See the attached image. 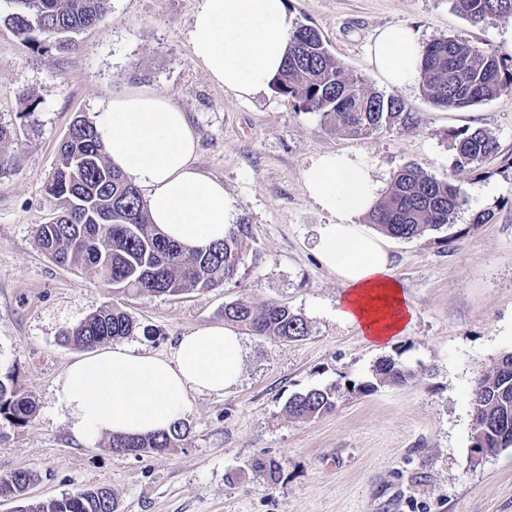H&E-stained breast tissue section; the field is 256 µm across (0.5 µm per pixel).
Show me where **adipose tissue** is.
Segmentation results:
<instances>
[{"mask_svg": "<svg viewBox=\"0 0 512 512\" xmlns=\"http://www.w3.org/2000/svg\"><path fill=\"white\" fill-rule=\"evenodd\" d=\"M295 21L286 0H202L189 32L192 59L210 80L238 97L264 91L280 71ZM419 33L381 29L369 63L389 86L420 76ZM93 126L109 162L147 193L150 217L189 248L222 239L234 223V199L222 182L194 166L196 138L186 115L164 93L113 96ZM307 195L332 216L316 253L335 273L337 317L384 348L409 329L414 311L397 280L384 237L359 224L380 198V182L360 156L321 155L302 171ZM244 346L232 328L206 326L180 337L169 358L115 345L77 357L58 390L70 430L80 441L102 434L143 436L182 418L190 393H223L242 375Z\"/></svg>", "mask_w": 512, "mask_h": 512, "instance_id": "ef3b65f1", "label": "adipose tissue"}]
</instances>
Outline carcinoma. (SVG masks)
Here are the masks:
<instances>
[{"label":"carcinoma","mask_w":512,"mask_h":512,"mask_svg":"<svg viewBox=\"0 0 512 512\" xmlns=\"http://www.w3.org/2000/svg\"><path fill=\"white\" fill-rule=\"evenodd\" d=\"M453 9L473 25L512 15V0H451ZM4 22L23 42L39 34L59 51L71 49V35L92 27L103 15L105 0H11ZM423 90L432 103L465 109L512 90V65L498 51L479 48L455 37L428 44L422 54ZM271 88L313 112L329 130L341 136L365 138L380 129L409 131L419 127L417 113L394 94L367 88L361 77L346 74L342 62L314 26L296 24L288 41L282 70ZM454 168L464 171L498 152L496 138L483 127L452 135ZM47 194L61 211L35 229L38 247L61 265L86 266L116 288L150 295H179L214 288L233 278L252 239L248 224H232L224 240L205 249L187 250L152 223L138 188L105 154L92 122L77 116L59 147ZM467 203L451 181L438 180L417 167L395 176L368 216L385 235L413 239L447 226L454 212ZM224 319L245 326L255 336L297 341L308 335L307 321L288 307L271 302L261 311L244 300L224 305ZM134 318L118 307L102 308L63 333L64 342L80 349L127 336ZM412 374L393 360L376 369V381L358 385L362 394L377 385H402ZM334 386L292 395L288 415L311 419L336 409ZM473 404L479 422L473 427V447L486 455L512 448V352L502 355L478 381ZM36 412L33 401L17 387L14 372L0 374V421L27 424ZM189 425L178 419L169 429L142 437L113 436L110 448L128 455L164 453L179 447ZM38 480L19 470L0 477L14 487L15 512H117L112 490L91 486L59 497L33 502L28 490Z\"/></svg>","instance_id":"1"}]
</instances>
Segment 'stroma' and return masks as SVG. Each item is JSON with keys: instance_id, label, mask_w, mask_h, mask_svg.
I'll use <instances>...</instances> for the list:
<instances>
[{"instance_id": "35a3bbf8", "label": "stroma", "mask_w": 512, "mask_h": 512, "mask_svg": "<svg viewBox=\"0 0 512 512\" xmlns=\"http://www.w3.org/2000/svg\"><path fill=\"white\" fill-rule=\"evenodd\" d=\"M295 21L318 28L346 71L368 88L388 85L368 61L378 29L409 25L422 44L455 37L512 57V16L481 26L451 0H286ZM201 0H106L72 51L22 42L0 23V124L13 129L0 152V373L14 372L36 406L21 427L0 422V476L38 475V501L102 484L118 512H512V449L471 462L472 391L501 352L512 350V91L464 110L434 105L421 84L400 90L421 123L364 139L336 135L314 114L266 90L238 98L213 83L191 55L189 30ZM156 90L186 113L196 167L236 201L252 241L237 275L178 296L113 289L86 267L61 266L34 240L59 207L46 193L60 143L76 116L92 117L112 95ZM484 127L496 156L478 172L453 168L450 135ZM363 156L382 188L416 165L459 185L468 200L442 231L390 239L394 272L414 319L394 344L375 349L336 317L340 284L316 255L331 216L307 195L302 171L321 154ZM490 218L482 224L480 212ZM288 306L308 322L304 340L281 342L238 327L240 383L191 393L180 447L125 455L107 437L77 441L59 404L58 381L78 355L63 330L106 306L137 322L121 344L169 357L179 336L224 322L225 303ZM413 374L369 395L350 383L373 378L383 359ZM334 385L333 412L303 422L288 398ZM278 460V483L253 468Z\"/></svg>"}]
</instances>
